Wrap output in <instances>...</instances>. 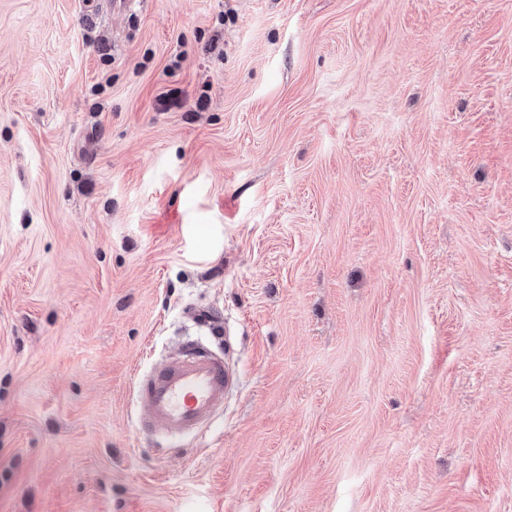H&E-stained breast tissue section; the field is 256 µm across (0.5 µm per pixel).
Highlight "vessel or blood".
Masks as SVG:
<instances>
[{
	"label": "vessel or blood",
	"mask_w": 512,
	"mask_h": 512,
	"mask_svg": "<svg viewBox=\"0 0 512 512\" xmlns=\"http://www.w3.org/2000/svg\"><path fill=\"white\" fill-rule=\"evenodd\" d=\"M239 378L207 345L187 342L177 356L140 376L137 425L167 437L198 436L224 407Z\"/></svg>",
	"instance_id": "b4317fda"
}]
</instances>
